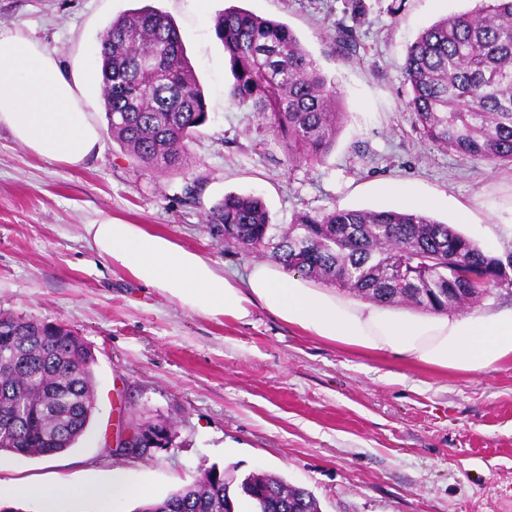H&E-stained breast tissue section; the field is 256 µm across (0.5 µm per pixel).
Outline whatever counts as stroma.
Returning a JSON list of instances; mask_svg holds the SVG:
<instances>
[{
	"mask_svg": "<svg viewBox=\"0 0 512 512\" xmlns=\"http://www.w3.org/2000/svg\"><path fill=\"white\" fill-rule=\"evenodd\" d=\"M362 4L360 48L344 59V0H0V27L41 39L68 71L94 67L112 19L155 7L174 20L208 103L188 167L164 174L112 140L95 85L102 149L82 166L42 160L0 129V312L68 325L94 356L92 420L60 454L58 477L79 487L120 468L158 500L213 468L234 485L264 471L312 491L320 512H512V359L437 369L307 335L258 306L243 323L192 311L112 266L85 232L120 217L243 276L261 255L225 244L205 215L227 193H255L276 230L303 211L417 205L511 257L512 238L488 241L483 227L512 225V167L438 150L406 108L408 47L481 0ZM232 6L286 24L340 88L346 117L323 164L288 163L230 100L213 18ZM157 420L171 427L168 450L135 459L106 447ZM228 441L237 456H225Z\"/></svg>",
	"mask_w": 512,
	"mask_h": 512,
	"instance_id": "obj_1",
	"label": "stroma"
}]
</instances>
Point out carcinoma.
<instances>
[{"instance_id": "cac0c4a2", "label": "carcinoma", "mask_w": 512, "mask_h": 512, "mask_svg": "<svg viewBox=\"0 0 512 512\" xmlns=\"http://www.w3.org/2000/svg\"><path fill=\"white\" fill-rule=\"evenodd\" d=\"M214 30L234 78L231 99L262 121L289 162L311 167L331 151L345 113L341 92L284 24L227 8ZM343 56L359 48L355 27L336 23ZM152 60V76L143 59ZM99 84L112 140L150 170H178L208 122L203 90L171 18L142 8L112 20L100 38ZM407 108L420 134L461 161L512 166V0H485L445 16L409 47ZM224 243L267 255L288 272L378 305L429 313L471 308L508 280L503 263L448 224L418 210L302 212L269 236L264 201L224 195L206 213ZM455 288V303L448 289ZM87 348L70 328L0 313V452L57 455L85 434L95 409ZM254 512H319L306 488L253 472L240 483ZM224 473L182 486L137 512H231Z\"/></svg>"}]
</instances>
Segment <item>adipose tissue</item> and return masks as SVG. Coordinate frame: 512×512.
Returning <instances> with one entry per match:
<instances>
[{
    "label": "adipose tissue",
    "instance_id": "adipose-tissue-1",
    "mask_svg": "<svg viewBox=\"0 0 512 512\" xmlns=\"http://www.w3.org/2000/svg\"><path fill=\"white\" fill-rule=\"evenodd\" d=\"M86 80V74L62 70L40 40L0 29V128L40 158L79 166L100 151L99 130L83 94ZM86 233L100 256L192 310L243 321L257 305L319 338L440 369L487 370L512 358V310L462 319L421 317L318 290L271 263L253 265L241 279L117 217H101ZM134 492L125 473L116 470L107 482L78 488L54 477L0 485V500L38 497L45 512H54L57 502L75 495L108 500Z\"/></svg>",
    "mask_w": 512,
    "mask_h": 512
}]
</instances>
